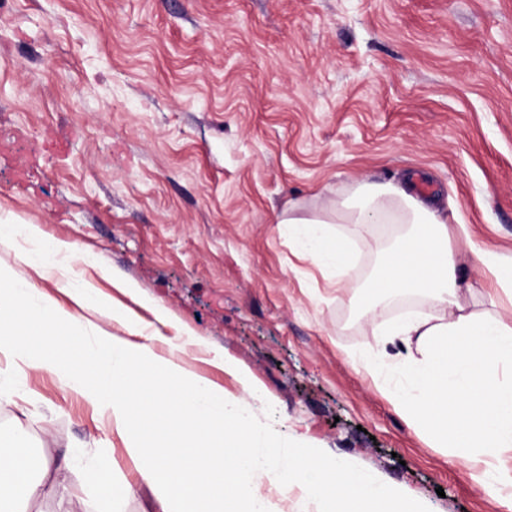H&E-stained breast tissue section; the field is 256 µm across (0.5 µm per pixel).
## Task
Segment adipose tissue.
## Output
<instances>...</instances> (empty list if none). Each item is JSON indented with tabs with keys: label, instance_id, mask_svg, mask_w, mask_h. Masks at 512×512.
Here are the masks:
<instances>
[{
	"label": "adipose tissue",
	"instance_id": "obj_1",
	"mask_svg": "<svg viewBox=\"0 0 512 512\" xmlns=\"http://www.w3.org/2000/svg\"><path fill=\"white\" fill-rule=\"evenodd\" d=\"M288 223L396 224L400 232L383 253L379 270L362 290L373 305L398 295H421L434 312L401 316L380 339L377 355L359 358L358 365L379 389L396 402L411 423L421 428L434 447L452 449L473 480L504 512H512V495H504V476L494 461L502 448H512V319L476 313L478 291H463L460 282L469 266L480 264L494 277L501 292L512 298V261L473 242L463 224L426 205L405 188L366 184L352 196L336 200L314 213L288 207ZM300 250L320 268L331 270L337 282L350 275L348 242L318 232L303 234ZM71 243L56 241L42 250L17 251L19 264L56 274L57 287L72 290L81 309L97 307L93 288H73L63 277V262L74 257ZM399 341L402 353L386 350ZM393 369L405 377L401 390L384 379ZM53 467L49 456L25 445L0 428V512H19L42 493L43 479Z\"/></svg>",
	"mask_w": 512,
	"mask_h": 512
}]
</instances>
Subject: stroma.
<instances>
[{
    "instance_id": "obj_1",
    "label": "stroma",
    "mask_w": 512,
    "mask_h": 512,
    "mask_svg": "<svg viewBox=\"0 0 512 512\" xmlns=\"http://www.w3.org/2000/svg\"><path fill=\"white\" fill-rule=\"evenodd\" d=\"M1 142L0 218L74 244L93 333L126 336L125 306L225 396L250 377L279 434L430 512H500L353 363L400 314L357 298L395 225L355 237L335 288L281 218L422 178L512 259V0H0ZM161 311L196 344L172 351ZM0 426L66 478L29 512H101L83 480L101 460L135 489L118 512H161L107 414L54 374L0 356Z\"/></svg>"
}]
</instances>
